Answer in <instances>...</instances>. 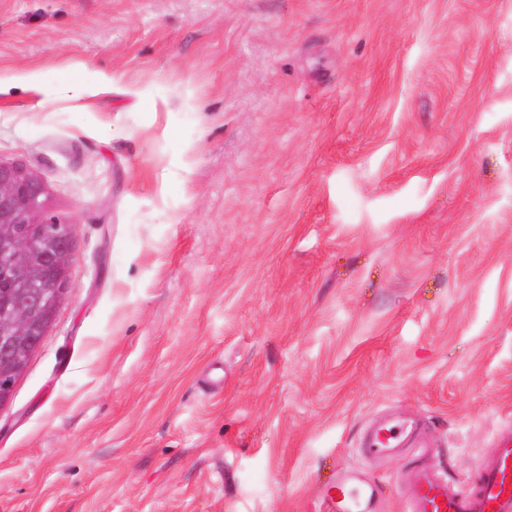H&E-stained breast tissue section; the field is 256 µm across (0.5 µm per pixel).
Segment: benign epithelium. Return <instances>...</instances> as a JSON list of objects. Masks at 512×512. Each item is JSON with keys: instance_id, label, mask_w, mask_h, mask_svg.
<instances>
[{"instance_id": "obj_1", "label": "benign epithelium", "mask_w": 512, "mask_h": 512, "mask_svg": "<svg viewBox=\"0 0 512 512\" xmlns=\"http://www.w3.org/2000/svg\"><path fill=\"white\" fill-rule=\"evenodd\" d=\"M72 257L70 225L47 211L44 183L0 160V410L55 320Z\"/></svg>"}]
</instances>
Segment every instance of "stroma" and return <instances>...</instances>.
Segmentation results:
<instances>
[{"label":"stroma","instance_id":"obj_1","mask_svg":"<svg viewBox=\"0 0 512 512\" xmlns=\"http://www.w3.org/2000/svg\"><path fill=\"white\" fill-rule=\"evenodd\" d=\"M0 160L73 239L0 512H402L373 415L460 486L512 418V0H0ZM361 454L369 460L398 457L410 448H430L418 417L401 418L392 412L375 417L360 439ZM325 512H377L376 495L356 472L343 470L324 497Z\"/></svg>","mask_w":512,"mask_h":512}]
</instances>
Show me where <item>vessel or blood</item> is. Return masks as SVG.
<instances>
[{"mask_svg": "<svg viewBox=\"0 0 512 512\" xmlns=\"http://www.w3.org/2000/svg\"><path fill=\"white\" fill-rule=\"evenodd\" d=\"M427 445L419 418L388 412L369 423L359 448L366 459L383 461ZM324 505L326 512H375L377 508L374 491L348 469L329 487ZM403 512H512V428L498 434L495 451L481 460L474 488H456L434 464L422 461L403 497Z\"/></svg>", "mask_w": 512, "mask_h": 512, "instance_id": "obj_1", "label": "vessel or blood"}]
</instances>
